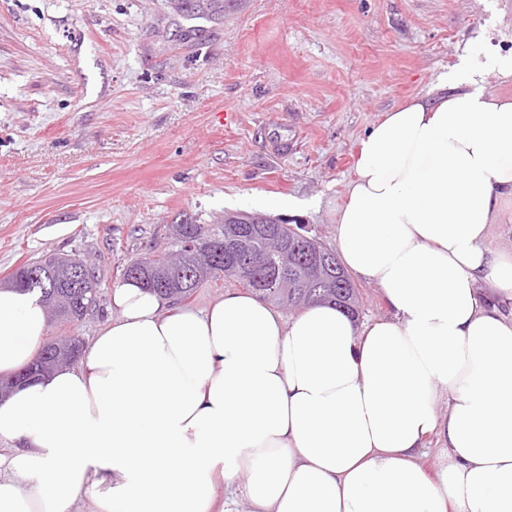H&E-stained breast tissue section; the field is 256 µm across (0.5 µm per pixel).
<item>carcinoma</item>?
Returning <instances> with one entry per match:
<instances>
[{
	"label": "carcinoma",
	"mask_w": 512,
	"mask_h": 512,
	"mask_svg": "<svg viewBox=\"0 0 512 512\" xmlns=\"http://www.w3.org/2000/svg\"><path fill=\"white\" fill-rule=\"evenodd\" d=\"M315 242L300 228L270 216L258 224H170L165 249L130 261L123 279L181 300L208 278H237L260 300L288 311L334 303L357 317L359 296L350 275L335 252L324 247L319 253ZM271 277L283 280V286L274 291L264 287ZM12 284L39 290L47 313L65 321L83 318L97 303V277L75 255L52 254L42 263L25 265ZM67 351L62 338L48 342L26 370L42 374L69 365Z\"/></svg>",
	"instance_id": "1"
}]
</instances>
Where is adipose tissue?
Instances as JSON below:
<instances>
[{"mask_svg":"<svg viewBox=\"0 0 512 512\" xmlns=\"http://www.w3.org/2000/svg\"><path fill=\"white\" fill-rule=\"evenodd\" d=\"M467 60L359 141L336 214L344 267L388 317L247 292L206 307L125 281L79 364L0 402V512H214L246 476L250 512H512V100ZM48 331L36 292L0 290V377ZM448 412H435L438 394ZM448 463L427 473L429 437ZM486 246L497 252H512V207L497 224H490Z\"/></svg>","mask_w":512,"mask_h":512,"instance_id":"1","label":"adipose tissue"}]
</instances>
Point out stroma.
<instances>
[{
    "mask_svg": "<svg viewBox=\"0 0 512 512\" xmlns=\"http://www.w3.org/2000/svg\"><path fill=\"white\" fill-rule=\"evenodd\" d=\"M512 97V0H0V284L61 251L97 305L170 224L292 217L336 250L359 140L460 59Z\"/></svg>",
    "mask_w": 512,
    "mask_h": 512,
    "instance_id": "stroma-1",
    "label": "stroma"
}]
</instances>
